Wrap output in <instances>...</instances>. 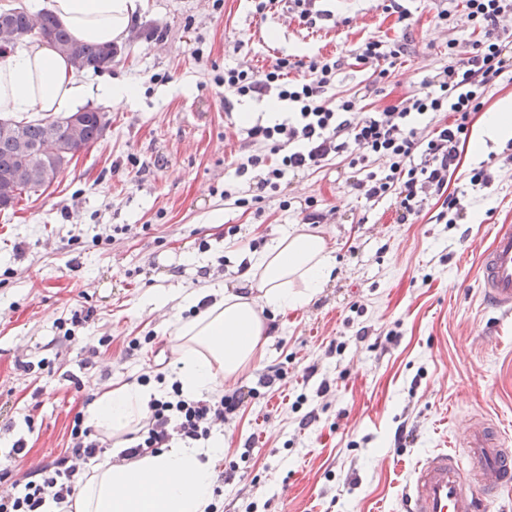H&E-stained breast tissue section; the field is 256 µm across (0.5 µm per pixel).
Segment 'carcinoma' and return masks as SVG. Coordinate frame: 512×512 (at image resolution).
Returning <instances> with one entry per match:
<instances>
[{
	"instance_id": "obj_1",
	"label": "carcinoma",
	"mask_w": 512,
	"mask_h": 512,
	"mask_svg": "<svg viewBox=\"0 0 512 512\" xmlns=\"http://www.w3.org/2000/svg\"><path fill=\"white\" fill-rule=\"evenodd\" d=\"M8 19L11 32L18 38L32 32L36 27L43 32L44 39L54 47L78 69H98L112 63L116 56L114 46L97 43L79 42L63 27L51 14H32L22 7H15L0 13ZM9 126V130H0V185L6 178H12L10 183L11 200L16 202L22 195L36 194L42 189L37 182L25 177H16L20 168V144L37 149L48 138L50 130L57 125L58 118L43 117L37 120L16 121L11 118H1ZM103 134L96 114L84 112V121L79 136L73 147L81 151L89 147Z\"/></svg>"
}]
</instances>
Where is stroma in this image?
Listing matches in <instances>:
<instances>
[{"mask_svg":"<svg viewBox=\"0 0 512 512\" xmlns=\"http://www.w3.org/2000/svg\"><path fill=\"white\" fill-rule=\"evenodd\" d=\"M326 0L310 25L294 4L256 13L252 0H148L106 73L132 83L123 108L102 100L110 126L43 193L0 211V457L23 441L14 479L67 448L89 396L150 377L172 384L171 326L187 318L157 292L223 286L246 292L248 254L302 224L306 198L326 219L312 225L336 255V270L309 304L264 312L262 358L219 385L243 405L213 439L224 449L214 483L219 512H401L408 477L438 449L458 448L478 419L512 437V315L491 308L478 283L481 252L496 225H512V140L478 143L479 130L512 79L498 80L469 133L448 193L456 223L438 221L443 196L400 223L393 197L366 200L345 158L286 175L262 213L226 204L225 184L257 192L261 171L236 175L245 149L240 116L271 124L266 99L225 95L214 78L243 66L262 74L278 57L339 59L331 92L363 96L379 112L419 89L448 63L449 38L466 24L437 25L450 0ZM401 39L381 91L356 49L369 38ZM484 167L489 181L470 183ZM224 221L212 223L213 213ZM130 225L120 233V225ZM93 309L65 340L76 307ZM143 342L128 351L131 339ZM99 351L86 363L84 350Z\"/></svg>","mask_w":512,"mask_h":512,"instance_id":"1","label":"stroma"}]
</instances>
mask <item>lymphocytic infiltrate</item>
I'll return each instance as SVG.
<instances>
[{"mask_svg": "<svg viewBox=\"0 0 512 512\" xmlns=\"http://www.w3.org/2000/svg\"><path fill=\"white\" fill-rule=\"evenodd\" d=\"M462 13L472 29L480 31V39H450L447 66L419 90L379 112L363 111L354 95L329 99L339 68L333 58H311L307 75L299 79L290 78L292 64L285 57L259 76L235 67L215 76L216 85L234 95L273 96L296 109L294 121L246 129L244 139L256 150L236 172L262 169L261 191L248 199L228 191L225 200L239 208L260 204L263 189L279 188L287 171H315L347 152L350 167L367 170L356 183L365 199L391 196L401 218L419 215L430 194L443 195L449 171L458 167L471 115L480 110L489 89L512 73V0H464ZM403 49L401 41L371 38L359 46L357 58L374 65L381 81L389 77ZM437 112L455 113V124L425 133L412 122L413 115ZM372 162L381 163L383 173L369 171ZM242 402L238 391L190 399L179 384H172L170 391L150 401L145 424L132 434L123 456L132 459L168 447L176 438L187 443L208 439ZM24 447L23 441H16L0 461V512H41L45 500L68 502L79 477L106 457L110 443L85 426L82 415H75L65 451L50 464L30 468L22 480H11V463Z\"/></svg>", "mask_w": 512, "mask_h": 512, "instance_id": "f902f5d3", "label": "lymphocytic infiltrate"}]
</instances>
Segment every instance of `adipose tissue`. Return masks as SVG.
Returning <instances> with one entry per match:
<instances>
[{
	"label": "adipose tissue",
	"mask_w": 512,
	"mask_h": 512,
	"mask_svg": "<svg viewBox=\"0 0 512 512\" xmlns=\"http://www.w3.org/2000/svg\"><path fill=\"white\" fill-rule=\"evenodd\" d=\"M47 9L79 41L120 44L130 35L147 0H48ZM135 85L112 79L96 83L80 77L71 62L38 38L18 42L0 60V116L16 120L32 113L57 116L91 99L114 106L132 103ZM335 268L332 249L318 234L281 231L251 257V293L197 288L178 294L191 318L174 329L184 395L212 392L234 379L264 351L263 310L287 312L309 303ZM150 391L124 385L103 392L86 413L97 427L120 435L130 431L148 406ZM221 442L211 447L173 446L134 461H107L81 476L73 512H207Z\"/></svg>",
	"instance_id": "obj_1"
}]
</instances>
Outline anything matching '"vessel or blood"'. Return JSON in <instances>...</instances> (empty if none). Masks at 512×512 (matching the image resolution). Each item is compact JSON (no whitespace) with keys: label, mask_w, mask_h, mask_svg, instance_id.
<instances>
[{"label":"vessel or blood","mask_w":512,"mask_h":512,"mask_svg":"<svg viewBox=\"0 0 512 512\" xmlns=\"http://www.w3.org/2000/svg\"><path fill=\"white\" fill-rule=\"evenodd\" d=\"M479 284L491 304L512 311V225L495 228L481 257ZM463 446L466 457L442 449L419 463L404 512H487L489 502L512 487V441L501 430L471 424Z\"/></svg>","instance_id":"1"}]
</instances>
